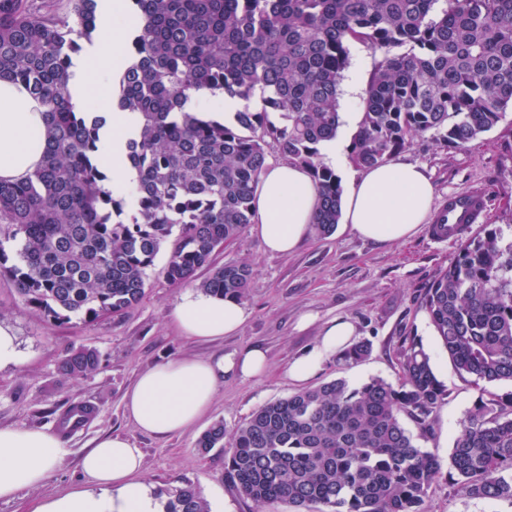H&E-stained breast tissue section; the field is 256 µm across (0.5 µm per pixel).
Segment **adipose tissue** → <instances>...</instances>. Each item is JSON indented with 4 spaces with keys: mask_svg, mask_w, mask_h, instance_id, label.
Wrapping results in <instances>:
<instances>
[{
    "mask_svg": "<svg viewBox=\"0 0 512 512\" xmlns=\"http://www.w3.org/2000/svg\"><path fill=\"white\" fill-rule=\"evenodd\" d=\"M129 21L118 0H103L99 47L75 71L72 88L78 107H86L85 87L106 93L116 64L123 59ZM135 112L113 113L103 156L110 168L109 186L122 193L134 176L126 161L129 131L138 129ZM45 108L20 84L0 80V179L15 180L40 164L45 149ZM434 186L416 164L389 162L368 169L352 183L344 206L347 225L361 237L393 243L414 235L427 221ZM318 188L299 166L268 165L257 185L254 230L266 252H295L309 237L318 205ZM246 319L241 302L192 290L184 291L172 321L186 337L217 341L236 333ZM354 336L350 322L334 320L317 344L293 360L288 376L309 380L332 355L343 353ZM268 367L266 351L251 347L201 360L175 358L148 367L126 390V415L144 433L165 437L199 422L209 411L224 378H255ZM49 430L0 427V500L41 486L67 455ZM144 456L128 438L103 436L80 458L81 483L40 499L29 512H164V500L143 477Z\"/></svg>",
    "mask_w": 512,
    "mask_h": 512,
    "instance_id": "adipose-tissue-1",
    "label": "adipose tissue"
}]
</instances>
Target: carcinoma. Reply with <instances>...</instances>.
<instances>
[{
  "instance_id": "carcinoma-1",
  "label": "carcinoma",
  "mask_w": 512,
  "mask_h": 512,
  "mask_svg": "<svg viewBox=\"0 0 512 512\" xmlns=\"http://www.w3.org/2000/svg\"><path fill=\"white\" fill-rule=\"evenodd\" d=\"M132 58L120 68L116 108L141 117L127 143L134 198L113 195L101 161L106 119L79 110L73 58L97 29L100 0H0V79L23 84L45 106L40 167L0 180V278L50 325L121 315L145 295L148 271L172 286L243 300L245 263L212 266L214 254L254 223L253 203L271 146L306 168L320 194L314 232L332 233L343 187L318 145L340 125L339 85L348 44L383 52L352 138L361 168L388 162L431 132L460 148L512 107V0H126ZM243 103L229 121L184 110L188 92ZM208 268L201 279L199 271ZM422 309L456 370L478 385L512 382V239L503 229L461 241ZM370 353L358 341L347 363ZM97 352L60 362L93 372ZM401 383L343 378L268 402L227 433L199 438L203 453L228 447L224 482L258 508L295 512H427L439 458L405 427L421 430L447 391L412 341ZM457 495L512 502V397L479 401L448 457ZM165 512H210L190 484L165 488Z\"/></svg>"
}]
</instances>
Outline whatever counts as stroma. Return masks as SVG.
<instances>
[{
  "label": "stroma",
  "mask_w": 512,
  "mask_h": 512,
  "mask_svg": "<svg viewBox=\"0 0 512 512\" xmlns=\"http://www.w3.org/2000/svg\"><path fill=\"white\" fill-rule=\"evenodd\" d=\"M381 58V52L350 43L349 65L340 84V111L363 110L364 96L353 92L352 86L367 84ZM396 159L424 166L435 184L436 199L477 186L486 189L488 210L482 224L468 227V234L512 224L511 109L494 129L464 147H448L429 134L414 139ZM459 245L456 238H435L427 223L410 240L383 244L364 239L341 223L332 235H311L295 253L277 255L267 253L252 231H244L213 257L214 265L245 262L252 270L251 288L242 301L247 318L236 334L219 342L188 339L174 328L171 314L182 290L158 273L169 257L165 251L158 255L138 305L122 316L93 322L74 319L48 325L18 299L8 280L0 279V324L13 329L23 354L19 366L0 370V426L57 432L69 450L43 486L24 490L19 500L1 501L0 512H22L28 502L78 483V456L95 437L112 433L129 437L142 449L148 481L159 488L193 484L210 512H290L284 503L257 510L251 500L225 485L223 451L216 448L204 454L196 443L215 421L234 429L258 407L298 391L299 383L288 378L286 369L316 345L323 324L334 318L349 320L355 340L368 341L371 353L350 365L330 356L310 379V386L335 378L361 383L380 377L398 383L402 341L416 338L430 355L448 397L435 410L427 431H420L411 420L406 427L418 435L422 448L447 460L476 402L512 393L508 382L477 386L462 378L420 307L425 288L451 264ZM80 346L98 352V368L82 377L64 375L60 361ZM249 346L267 350L268 374L226 379L208 415L197 425L157 438L141 433L126 417L123 395L149 366L178 357L206 359ZM78 404L92 406L93 415L77 430H61L62 417ZM427 506L429 512H512L507 501L458 496L444 479L430 488Z\"/></svg>",
  "instance_id": "1"
}]
</instances>
